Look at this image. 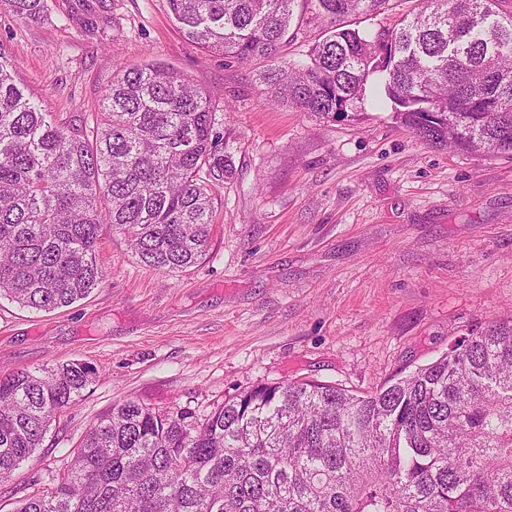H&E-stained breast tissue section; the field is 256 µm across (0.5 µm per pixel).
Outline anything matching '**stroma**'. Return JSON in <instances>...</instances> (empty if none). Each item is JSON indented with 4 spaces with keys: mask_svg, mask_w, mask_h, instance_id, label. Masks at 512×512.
<instances>
[{
    "mask_svg": "<svg viewBox=\"0 0 512 512\" xmlns=\"http://www.w3.org/2000/svg\"><path fill=\"white\" fill-rule=\"evenodd\" d=\"M19 19L0 6V43L25 92L78 120L113 73L148 62L206 90L233 172L211 184L212 234L181 272L137 262L104 230L107 277L71 306L35 312L0 298V375L80 360L89 388L34 457L0 484L14 512L50 484L112 405L208 414L260 384L316 381L376 391L512 317V159L437 148L374 106L332 121L271 102L270 63H300L331 24L299 0L274 61L239 62L186 40L167 0H44Z\"/></svg>",
    "mask_w": 512,
    "mask_h": 512,
    "instance_id": "stroma-1",
    "label": "stroma"
}]
</instances>
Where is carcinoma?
Listing matches in <instances>:
<instances>
[{"mask_svg":"<svg viewBox=\"0 0 512 512\" xmlns=\"http://www.w3.org/2000/svg\"><path fill=\"white\" fill-rule=\"evenodd\" d=\"M24 19L43 0H0ZM189 41L272 58L297 0H167ZM328 36L297 68L260 75L272 101L347 117L378 82L420 140L512 156V14L496 0H419L394 27L349 16L390 0H315ZM208 93L154 64L119 71L100 111L58 122L17 82L0 44V297L68 307L102 284L110 227L137 260L183 271L211 234L209 184L232 173ZM73 360L0 377V483L92 383ZM52 486L16 512H512V319L455 342L368 395L315 382L261 384L200 416L124 400L103 413Z\"/></svg>","mask_w":512,"mask_h":512,"instance_id":"cac0c4a2","label":"carcinoma"}]
</instances>
